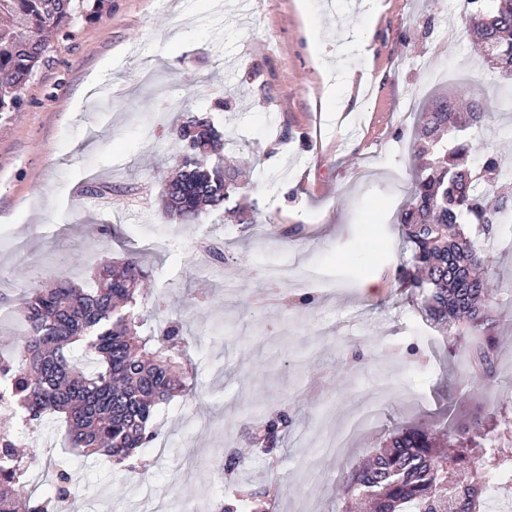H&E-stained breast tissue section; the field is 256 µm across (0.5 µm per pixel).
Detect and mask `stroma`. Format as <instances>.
Here are the masks:
<instances>
[{
  "mask_svg": "<svg viewBox=\"0 0 512 512\" xmlns=\"http://www.w3.org/2000/svg\"><path fill=\"white\" fill-rule=\"evenodd\" d=\"M380 2L374 18L368 0H108L100 19L51 38L22 91L23 110L0 122V353L20 334L11 308L31 271L65 272L81 285L103 256L130 248L147 253L149 300L163 296L181 310L191 338L194 389L156 412L163 452L147 451L143 476L75 460L73 512H89L92 501L105 512H183L190 500L218 512L231 450L245 455L252 489L274 487L270 512H341L343 469L383 446L393 423L512 412V389L462 396L466 361L447 358L399 286L409 249L394 222L417 173L411 149L423 97L439 90L485 100V148L512 171V85L483 63L451 0ZM430 16L448 34L452 77L432 73ZM145 57L179 88L182 111L210 112L229 139L226 156L246 161L241 202L256 208L254 223H230L220 209L195 224L161 215L177 148L159 133L174 115L138 86ZM349 93L361 107L340 113ZM228 95L235 111L216 110ZM89 169L115 185L110 201L81 195ZM207 240L223 242L224 264H199ZM296 257L335 288L287 309L259 290L268 267ZM367 280L375 288L365 293ZM201 292L214 302L194 305ZM363 403L380 414L351 431ZM274 409L292 411L293 424L272 469L250 454L247 433ZM336 432L347 444L326 453L320 441ZM66 444L57 417L26 439L25 454L37 459L31 484L47 488V464Z\"/></svg>",
  "mask_w": 512,
  "mask_h": 512,
  "instance_id": "stroma-1",
  "label": "stroma"
}]
</instances>
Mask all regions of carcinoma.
<instances>
[{
    "mask_svg": "<svg viewBox=\"0 0 512 512\" xmlns=\"http://www.w3.org/2000/svg\"><path fill=\"white\" fill-rule=\"evenodd\" d=\"M469 24L485 64L512 81V0H468ZM100 0H0V16H21V31L0 27V115L22 105L21 90L45 62V34H67L80 18L93 20ZM421 173L395 223L410 244L405 279L421 311L465 357L478 379H494L498 317L495 259L490 244L512 216V178L481 150L488 116L476 99L439 94L421 108ZM164 133L180 144L174 173L165 179L161 212L195 224L209 209L229 206L240 186L224 165L225 142L208 117L190 114ZM147 270L131 253L104 260L88 288L56 275L28 290L18 314L23 333L0 357V408L18 427L0 433V512H67L75 478L69 463L54 464L49 495L37 498L24 477L33 462L19 453L23 439L59 415L75 457L100 455L135 472L142 449L157 438L159 404L193 389L182 371L190 344L178 321L156 335L137 327ZM285 306L309 305L315 294L280 292ZM290 417L278 412L251 432L254 454L278 455ZM512 420L486 409L469 421L401 425L372 459L343 474L344 492L365 498L371 512H484L489 477L512 470ZM269 512L265 494L248 492L224 502L222 512Z\"/></svg>",
    "mask_w": 512,
    "mask_h": 512,
    "instance_id": "cac0c4a2",
    "label": "carcinoma"
}]
</instances>
